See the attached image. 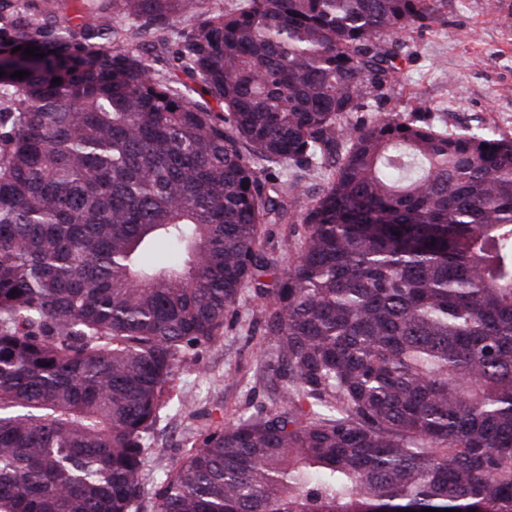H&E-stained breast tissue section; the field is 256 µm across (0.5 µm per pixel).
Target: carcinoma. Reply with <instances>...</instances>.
Here are the masks:
<instances>
[{"label":"carcinoma","instance_id":"obj_1","mask_svg":"<svg viewBox=\"0 0 512 512\" xmlns=\"http://www.w3.org/2000/svg\"><path fill=\"white\" fill-rule=\"evenodd\" d=\"M107 2L175 75L0 0V512H512V137L371 115L442 0ZM247 291L279 404L152 472ZM291 227L290 224H266L262 233L265 249H274L277 254L284 255Z\"/></svg>","mask_w":512,"mask_h":512}]
</instances>
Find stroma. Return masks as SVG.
Masks as SVG:
<instances>
[{
	"label": "stroma",
	"instance_id": "stroma-1",
	"mask_svg": "<svg viewBox=\"0 0 512 512\" xmlns=\"http://www.w3.org/2000/svg\"><path fill=\"white\" fill-rule=\"evenodd\" d=\"M445 24L415 36L414 54L381 112L421 108L449 129H490L512 137V0H443ZM34 15L61 30L78 28L85 0H28ZM264 306L245 293L224 336L203 349L198 364L181 368L187 407H168L151 440L148 467L165 472L182 460L198 419L219 422L271 409L279 393L262 377L256 335Z\"/></svg>",
	"mask_w": 512,
	"mask_h": 512
}]
</instances>
